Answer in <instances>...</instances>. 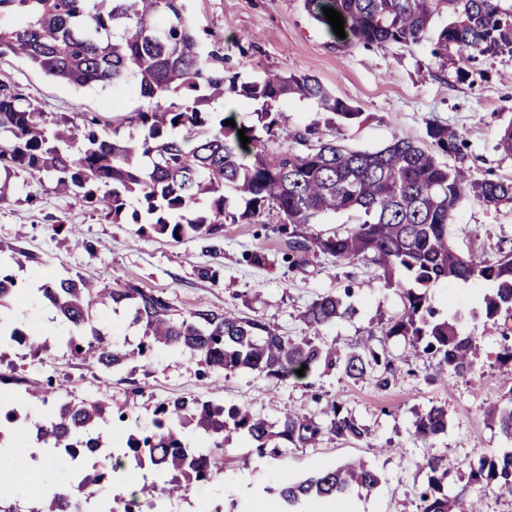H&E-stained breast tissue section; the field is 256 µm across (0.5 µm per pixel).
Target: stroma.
Masks as SVG:
<instances>
[{
	"label": "stroma",
	"instance_id": "35a3bbf8",
	"mask_svg": "<svg viewBox=\"0 0 512 512\" xmlns=\"http://www.w3.org/2000/svg\"><path fill=\"white\" fill-rule=\"evenodd\" d=\"M187 19L203 46L221 42L226 72L239 81L269 73L310 74L360 113L353 121L334 123L314 101L291 97L281 106L289 129L315 126L347 147L372 151L397 137L426 141L427 124L437 122L458 134L472 179H512V154L498 147L504 125L512 121V54L480 58L460 78L452 64L431 56L425 42L406 47L336 41L308 15L304 0H188ZM0 80L15 84L47 112L76 109L122 121L143 105L109 87L57 82L13 57L0 58ZM121 132L135 135L139 129L123 123ZM76 237L87 241V248L74 247ZM451 237L464 253L478 250L495 257L512 252V204L463 200ZM1 244L29 254L19 261L5 251L0 265L17 280L13 309L26 311L33 323L48 321L51 313L40 286L76 273L111 288L132 283L165 293L181 315L204 304L257 316L287 336L305 335L301 314L320 296L350 292L354 314L329 325L324 340L344 347L367 341L388 361L358 381L333 370L285 384L248 370L219 376L174 351L107 373L72 358L58 336L43 337V362L26 363L23 374L29 382L62 385L64 399L111 396L113 408L125 414L113 423L121 439L138 433L157 403L177 397L247 405L271 421L281 411L299 409L320 422L336 403L369 429L362 442L325 439L279 456L258 455L248 440L230 435L224 443V475L211 482L207 503L223 512H281L276 491L281 476L297 481L352 459L365 461L381 476L376 488L351 491L357 512H417L427 477L416 463L426 445L415 436L413 423L433 406L448 412V428L433 447L454 463L447 479L450 491L465 486L471 463L512 448V438L486 418L490 406L512 396V368L496 361L502 327L482 317L485 290L473 283L437 284L429 290L443 316L455 318L463 334L477 337L485 359L475 374L442 382L433 379L431 360L410 359L411 346L403 337L382 336V324L401 311L402 302L373 264L342 265L319 254L305 267L289 268L276 221L266 215L225 224L224 253L215 257L200 242L143 235L137 225L113 222L105 212L55 193L49 177L34 178L18 169L0 203ZM256 251L265 254L264 263L247 261V254ZM206 266L219 269L218 282L199 277Z\"/></svg>",
	"mask_w": 512,
	"mask_h": 512
}]
</instances>
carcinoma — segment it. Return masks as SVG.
<instances>
[{
	"label": "carcinoma",
	"mask_w": 512,
	"mask_h": 512,
	"mask_svg": "<svg viewBox=\"0 0 512 512\" xmlns=\"http://www.w3.org/2000/svg\"><path fill=\"white\" fill-rule=\"evenodd\" d=\"M304 5L332 36L323 8L337 10L345 20L346 41L369 46L418 45L433 17L446 12L451 21L433 40L431 55L454 64L460 76L481 56L512 54V0H304ZM186 10V0H0V14L19 18L0 26V58H20L73 87L112 86L148 103L121 119L141 129L136 137H124L113 123L96 117L80 128L68 115L45 112L15 86L0 82V170L48 175L57 191L102 207L115 222L125 217L127 200L135 197L141 210L132 213V220L140 232L150 230L175 242L200 239L215 254L221 251L224 221L273 216L286 248L283 259L292 267L319 253L340 264L364 259L375 265L403 302L383 335L407 338L417 355L435 361L434 376L477 371L481 352L475 337L462 335L452 320L436 319L428 288L438 282L490 284L483 298L485 319L512 315V252L492 259L464 254L453 245L450 231L454 210L468 194L487 206L512 203V180L470 182L463 167L441 161L442 155L460 156L461 143L439 123L427 125L426 144L397 137L376 151L322 138L307 145L310 131H288V113L276 109L280 100H314L343 120L359 112L309 74H268L242 84L226 78L223 49L204 50ZM226 89L261 104L258 117L268 138L290 139L305 150L285 146L269 153L254 126L244 121L224 125L226 117L210 111V104ZM174 96L179 102L172 101ZM241 129L249 137L245 147ZM232 199L244 203L242 212L229 210ZM330 212L364 220L342 232L315 231L313 225ZM15 291V277L0 267V308L9 307ZM39 291L69 327L65 345L70 354L104 372L146 360L158 348L178 350L211 373L250 369L279 382L299 378L303 365L306 375L325 368L354 380L381 365L380 354L367 344L340 348L321 341L322 330L351 311L339 295L314 301L302 313L312 335L294 338L256 316L206 306L178 316L169 296L130 283L99 288L76 274ZM114 306L124 307L143 328V340L133 350L109 341L98 325L100 309ZM3 344L39 353L24 322L6 324L0 317ZM487 417L512 437V397L492 406ZM187 424L204 438V447L191 448L181 439L179 429ZM447 426V412L432 407L417 417L415 435L428 443ZM31 432L51 458L62 450L74 462L83 449L97 448L101 464L80 475L73 494L39 498L25 488L1 498L0 512H82V504L102 496L117 469L150 464L167 474L161 486L108 496L106 512H142V494L173 499L223 476L227 432L250 439L260 454L274 455L324 438L361 441L368 435L337 404L324 423L296 411L270 423L244 405L176 398L155 407L151 426L127 438L120 458L112 455V400L105 396L59 402L42 416L22 417L0 402V440L10 437L20 445ZM419 467L428 474L419 512H481L480 498L444 490L447 458L429 448ZM471 481L484 493L511 495L512 449L480 460L471 469ZM379 482L372 467L350 462L283 486L278 495L294 508Z\"/></svg>",
	"instance_id": "cac0c4a2"
}]
</instances>
